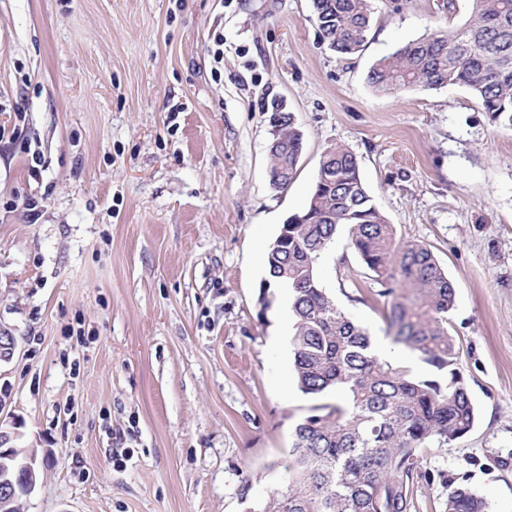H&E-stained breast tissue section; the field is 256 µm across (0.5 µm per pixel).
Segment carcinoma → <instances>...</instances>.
Wrapping results in <instances>:
<instances>
[{
  "label": "carcinoma",
  "mask_w": 512,
  "mask_h": 512,
  "mask_svg": "<svg viewBox=\"0 0 512 512\" xmlns=\"http://www.w3.org/2000/svg\"><path fill=\"white\" fill-rule=\"evenodd\" d=\"M459 28L418 38L378 60L368 83L379 94L417 87L460 85L481 101L493 122L512 129V0H471ZM312 21L330 50L346 57L362 50L372 0H312ZM269 151L274 185L288 188L298 172L302 135L293 113L277 124ZM301 221L288 225V252H267L270 279L288 291L290 339L300 390L345 398L312 408L298 423L288 463L267 476L279 487L248 512H411L421 451L467 434L476 421L448 314L456 291L431 250L395 239L392 225L364 187L356 156L336 145L325 151ZM390 298L394 341L442 373L421 379L379 358L372 336L328 295L317 264L340 228ZM284 471H279V468ZM447 512H488L485 498L458 484Z\"/></svg>",
  "instance_id": "carcinoma-1"
}]
</instances>
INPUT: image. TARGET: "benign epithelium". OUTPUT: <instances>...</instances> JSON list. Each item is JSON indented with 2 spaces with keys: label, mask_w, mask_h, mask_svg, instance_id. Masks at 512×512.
Here are the masks:
<instances>
[{
  "label": "benign epithelium",
  "mask_w": 512,
  "mask_h": 512,
  "mask_svg": "<svg viewBox=\"0 0 512 512\" xmlns=\"http://www.w3.org/2000/svg\"><path fill=\"white\" fill-rule=\"evenodd\" d=\"M17 339L11 328L0 325V364L9 363L16 351ZM19 423L3 426L0 420V512H12L14 483H22L32 495L41 479L42 469L33 448L19 447Z\"/></svg>",
  "instance_id": "obj_1"
}]
</instances>
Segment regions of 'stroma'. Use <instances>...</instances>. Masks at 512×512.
I'll use <instances>...</instances> for the list:
<instances>
[{
    "instance_id": "obj_1",
    "label": "stroma",
    "mask_w": 512,
    "mask_h": 512,
    "mask_svg": "<svg viewBox=\"0 0 512 512\" xmlns=\"http://www.w3.org/2000/svg\"><path fill=\"white\" fill-rule=\"evenodd\" d=\"M372 6L363 50L341 58L312 0H0V325L17 338L0 418L44 463L26 512L271 499L265 468L316 400L296 385L288 300L256 245L308 205L336 144L396 239L429 247L456 289L448 331L478 421L421 452L411 512H445L459 483L512 512V131L468 88L367 82L381 57L461 26L471 0ZM274 100L303 134L283 191ZM317 275L387 337L347 230Z\"/></svg>"
}]
</instances>
